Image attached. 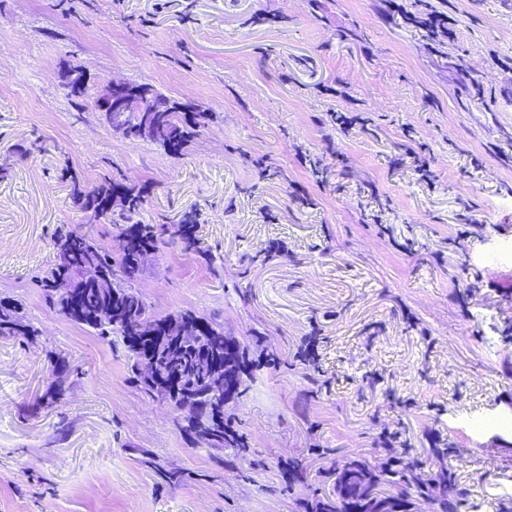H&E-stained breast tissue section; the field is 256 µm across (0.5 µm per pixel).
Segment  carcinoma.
Masks as SVG:
<instances>
[{"mask_svg":"<svg viewBox=\"0 0 512 512\" xmlns=\"http://www.w3.org/2000/svg\"><path fill=\"white\" fill-rule=\"evenodd\" d=\"M148 119L163 127L150 133L147 139L160 146H168V152L178 153L185 149L190 139L206 124L204 112H153ZM62 178L71 182L72 197L80 209L95 219L106 218L113 224L124 223L127 228L107 246L100 240L75 230H62L54 239L55 261L47 266L39 277L50 304L73 323L94 333L109 345H119L126 352L132 367L139 369L141 360L156 358L168 375L176 378L182 390L201 391L205 388V373L201 365L205 360L200 354L222 357L232 354L239 362L238 382L243 391L250 390L254 380V364L241 343L224 335V325L213 320L185 312L175 316L176 321L196 322L200 325V342L194 347L178 346L158 337H146L137 345L127 342L128 328L134 324L164 323L170 316L155 313L146 297L136 286L141 266V253L158 248L163 239L179 242L185 249L196 247L194 229L196 216L187 215L180 223L169 225L139 224L134 218L143 207L148 190L145 188L104 185L87 190L80 180L68 173ZM121 192L126 205L118 215L111 214L112 195ZM95 262L106 271L107 278L99 284H89L80 279L85 265ZM110 304L116 311L112 324H99L94 314L99 306ZM36 328L26 320L21 304L0 305V336H33ZM203 405L191 410L185 430L194 442L216 452L231 448L235 455L247 452L248 438L234 429L224 417V406ZM334 495L316 503V512H410L411 498L423 495L430 479L412 472L410 466L398 462L377 471L355 460L346 466H336ZM389 484L396 492L388 493L382 501L369 498L373 486ZM464 485L458 483L454 472H448V481L437 492L438 512H457Z\"/></svg>","mask_w":512,"mask_h":512,"instance_id":"carcinoma-1","label":"carcinoma"}]
</instances>
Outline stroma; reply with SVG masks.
Here are the masks:
<instances>
[{
  "label": "stroma",
  "instance_id": "stroma-1",
  "mask_svg": "<svg viewBox=\"0 0 512 512\" xmlns=\"http://www.w3.org/2000/svg\"><path fill=\"white\" fill-rule=\"evenodd\" d=\"M65 66L212 119L179 156L113 136ZM65 168L149 185L142 223L198 214V250L160 245L138 286L259 362L231 409L246 457L193 445L122 347L45 302L57 230H120ZM12 299L38 335L0 338V512H312L335 463L395 456L512 512V0H0Z\"/></svg>",
  "mask_w": 512,
  "mask_h": 512
}]
</instances>
